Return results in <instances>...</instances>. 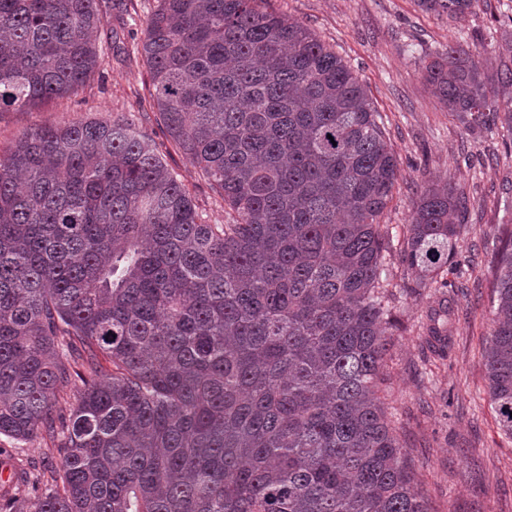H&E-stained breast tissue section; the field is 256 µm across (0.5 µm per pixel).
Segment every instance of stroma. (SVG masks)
<instances>
[{"label":"stroma","mask_w":512,"mask_h":512,"mask_svg":"<svg viewBox=\"0 0 512 512\" xmlns=\"http://www.w3.org/2000/svg\"><path fill=\"white\" fill-rule=\"evenodd\" d=\"M156 0H112L96 34L99 66L84 90L48 107L0 115V151L24 131L67 121L135 115L160 144L210 224L228 218L223 199L167 139L150 97L137 45ZM290 21L333 48L365 85L399 160L384 221L390 303L398 329L383 369L384 403L430 512H512V436L487 393L497 254L512 223V136L494 124L475 127L441 108L421 64L460 43L495 71L512 69V0H472L464 17L426 12L419 0H268ZM449 182L468 200L458 240L464 260L453 286L419 283L401 256L412 204ZM444 324L437 347L430 329ZM59 462L56 440L0 435V470L38 474Z\"/></svg>","instance_id":"1"}]
</instances>
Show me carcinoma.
Listing matches in <instances>:
<instances>
[{
	"mask_svg": "<svg viewBox=\"0 0 512 512\" xmlns=\"http://www.w3.org/2000/svg\"><path fill=\"white\" fill-rule=\"evenodd\" d=\"M157 2L150 95L233 218L203 221L126 116L0 154V435L42 430L60 456L27 512H430L381 397L399 162L379 112L267 0ZM104 4L0 0V113L78 94ZM422 5L456 19L471 0ZM425 79L448 113L500 112L512 135V71L455 43ZM466 210L446 182L418 197L402 251L418 280L458 262ZM498 265L487 372L512 436L511 224Z\"/></svg>",
	"mask_w": 512,
	"mask_h": 512,
	"instance_id": "carcinoma-1",
	"label": "carcinoma"
}]
</instances>
